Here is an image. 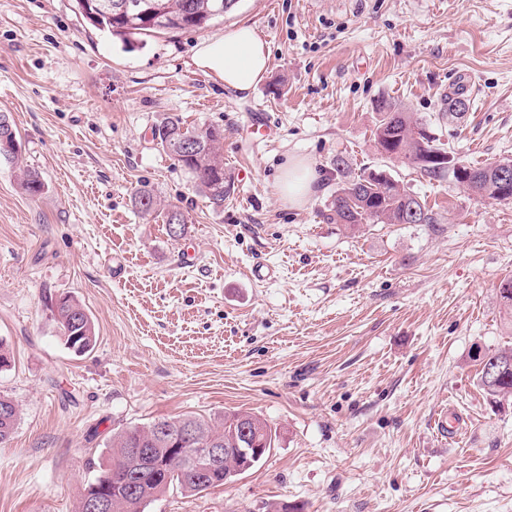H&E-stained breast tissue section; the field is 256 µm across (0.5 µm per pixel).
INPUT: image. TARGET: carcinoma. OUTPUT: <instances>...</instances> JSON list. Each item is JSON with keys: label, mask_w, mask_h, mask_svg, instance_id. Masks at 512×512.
<instances>
[{"label": "carcinoma", "mask_w": 512, "mask_h": 512, "mask_svg": "<svg viewBox=\"0 0 512 512\" xmlns=\"http://www.w3.org/2000/svg\"><path fill=\"white\" fill-rule=\"evenodd\" d=\"M78 10L92 25L118 36L127 43L134 37H151L161 33H177L203 29L213 18L210 11L219 0H161L165 14L148 15L129 21L112 11L95 14L99 0H75ZM381 118L374 132V141L382 155L402 158L413 166L428 182L451 180L482 199L499 203L512 202V184H505L495 170L499 164L512 171V156L481 166H464L465 174L448 175V170L423 163L421 143L416 139L423 130L421 123L395 101L382 99L375 105ZM162 150L191 174L195 189L205 196L215 209L224 207V198L234 192V183L224 174L223 132L215 127L190 130L177 117H168L154 132ZM187 138L197 146L193 152H184L181 139ZM22 186L32 194L41 193L43 183L38 172L20 169ZM135 206L143 213L155 210L153 194L139 190L134 196ZM328 219L350 228L363 224H435L437 218L417 196L401 188L397 181L383 172L362 174L338 184L328 204ZM67 349L78 355L91 352L96 345L94 322L89 313L69 295H61L51 306ZM482 359L498 363L501 371L491 381L479 378L482 388L494 398L512 396V348L484 353ZM19 418L18 405L7 395L0 394V443L8 441ZM193 421L200 429L198 439L189 443L199 448L205 440H219L225 448L224 459L200 475L176 455L161 467L154 466L138 454L140 448H152L153 427L159 423L172 430ZM249 427L251 441L269 452L275 437L266 420L248 413L226 412L216 419L192 415L154 420L146 425L122 430L112 437L110 462L99 467L80 495L76 512H85L84 500L103 493L110 498L111 512H145V508L177 485L188 496H195L211 487L224 485L236 476L255 467L258 461L240 455L243 447L242 427ZM140 471L139 487L134 493L125 490L124 481L129 472Z\"/></svg>", "instance_id": "obj_1"}]
</instances>
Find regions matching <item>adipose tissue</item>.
Listing matches in <instances>:
<instances>
[{
	"mask_svg": "<svg viewBox=\"0 0 512 512\" xmlns=\"http://www.w3.org/2000/svg\"><path fill=\"white\" fill-rule=\"evenodd\" d=\"M269 59V46L257 28L242 24L223 36L203 41L193 62L203 74L223 82L225 88L246 94L266 76ZM318 178L310 161L290 159L278 187L279 195L290 207H304L312 198Z\"/></svg>",
	"mask_w": 512,
	"mask_h": 512,
	"instance_id": "ef3b65f1",
	"label": "adipose tissue"
}]
</instances>
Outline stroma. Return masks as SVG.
Masks as SVG:
<instances>
[{"mask_svg":"<svg viewBox=\"0 0 512 512\" xmlns=\"http://www.w3.org/2000/svg\"><path fill=\"white\" fill-rule=\"evenodd\" d=\"M239 24L271 55L243 95L193 63ZM458 81L469 108L439 121ZM382 98L465 164L512 156V0H238L204 29L129 45L74 0H0V113L22 156L0 161V393L20 409L0 444V512H75L116 429L232 411L276 430L270 453L145 512H512V399L486 395L472 358L512 347L497 296L512 277V203L379 154ZM256 113L271 137L248 131ZM170 116L223 129L236 179L223 210L159 148ZM340 155L348 177L389 172L436 223L330 221ZM296 157L321 180L291 209L276 186ZM23 165L40 194L22 188ZM140 189L151 214L134 205ZM172 205L187 220L178 239ZM62 294L95 322L90 354L67 349L51 316ZM446 409L459 440L434 428Z\"/></svg>","mask_w":512,"mask_h":512,"instance_id":"35a3bbf8","label":"stroma"}]
</instances>
